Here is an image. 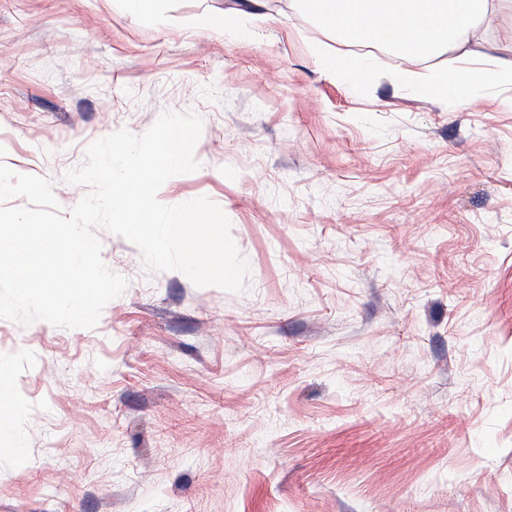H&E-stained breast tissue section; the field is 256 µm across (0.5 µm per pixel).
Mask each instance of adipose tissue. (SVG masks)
Instances as JSON below:
<instances>
[{
    "mask_svg": "<svg viewBox=\"0 0 512 512\" xmlns=\"http://www.w3.org/2000/svg\"><path fill=\"white\" fill-rule=\"evenodd\" d=\"M321 24L339 32L344 40L386 45L400 50L413 45L415 32L430 36V51L447 47L468 50L478 22L488 17L498 0H458L449 10L448 0H303ZM390 16L391 31L376 28L372 14Z\"/></svg>",
    "mask_w": 512,
    "mask_h": 512,
    "instance_id": "1",
    "label": "adipose tissue"
}]
</instances>
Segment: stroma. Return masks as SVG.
<instances>
[{
	"label": "stroma",
	"mask_w": 512,
	"mask_h": 512,
	"mask_svg": "<svg viewBox=\"0 0 512 512\" xmlns=\"http://www.w3.org/2000/svg\"><path fill=\"white\" fill-rule=\"evenodd\" d=\"M0 0V162L65 176L165 112L203 121L161 203L221 207L245 291L148 270L96 229L123 293L96 327L0 318V512H512V6L491 77L366 50L358 85L298 0ZM252 15L237 37L196 16ZM319 64L329 73L342 81H356L363 75L358 56L344 54L336 58L316 51Z\"/></svg>",
	"instance_id": "1"
}]
</instances>
